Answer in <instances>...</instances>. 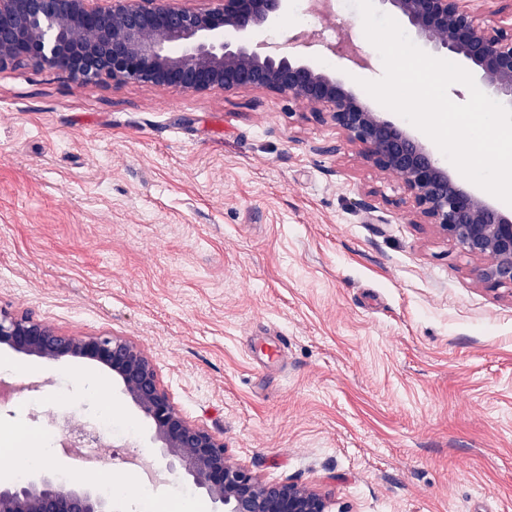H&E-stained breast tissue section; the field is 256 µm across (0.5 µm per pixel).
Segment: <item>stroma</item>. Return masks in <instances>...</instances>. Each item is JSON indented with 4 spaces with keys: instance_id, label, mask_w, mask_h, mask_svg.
Segmentation results:
<instances>
[{
    "instance_id": "stroma-1",
    "label": "stroma",
    "mask_w": 512,
    "mask_h": 512,
    "mask_svg": "<svg viewBox=\"0 0 512 512\" xmlns=\"http://www.w3.org/2000/svg\"><path fill=\"white\" fill-rule=\"evenodd\" d=\"M300 0L247 37L297 35ZM364 57L328 72L382 77L359 13L314 19ZM328 120L263 90L196 94L138 83L77 86L0 71V307L70 336L140 345L191 422L267 481L294 480L332 512H512V291L403 206ZM51 405H0V471L32 442L54 472L65 420L104 400L132 430L106 473L159 456L150 422L111 373L0 348Z\"/></svg>"
}]
</instances>
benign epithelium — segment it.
I'll use <instances>...</instances> for the list:
<instances>
[{
	"label": "benign epithelium",
	"mask_w": 512,
	"mask_h": 512,
	"mask_svg": "<svg viewBox=\"0 0 512 512\" xmlns=\"http://www.w3.org/2000/svg\"><path fill=\"white\" fill-rule=\"evenodd\" d=\"M379 2L431 49L467 62L512 107V0H497L499 20L491 24L479 21L475 0ZM282 8L283 0H218L205 10L186 0H0V71L23 64L81 84L286 94L327 118L366 163L398 178L416 221L434 225L477 260L472 272L478 282L512 291V214L464 188L425 145L379 118L341 82L299 62L316 34L288 43L290 52L265 55L242 40H224L227 31L248 33ZM0 348L47 361L82 359L109 370L151 422L169 470L192 479L215 512H328L329 502L316 490L262 480L227 453L223 436L189 422L136 343L104 334L69 336L30 314L0 308ZM0 512H114V505L92 487L64 488L44 474L1 486Z\"/></svg>",
	"instance_id": "1"
}]
</instances>
